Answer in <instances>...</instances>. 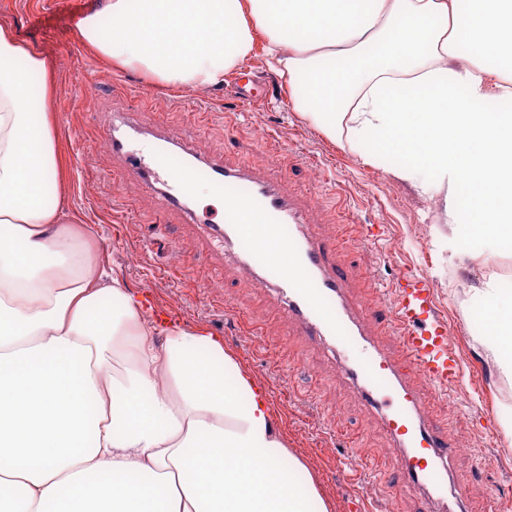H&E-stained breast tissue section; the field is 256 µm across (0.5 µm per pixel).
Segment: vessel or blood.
<instances>
[{
  "mask_svg": "<svg viewBox=\"0 0 512 512\" xmlns=\"http://www.w3.org/2000/svg\"><path fill=\"white\" fill-rule=\"evenodd\" d=\"M230 91L242 104L263 97L251 71ZM109 148L117 163L115 176L156 195L159 218L182 213L204 226L213 241L235 246L241 272L255 287L274 289L281 298L269 314L272 322L288 323L297 336L357 350L355 363L338 362L337 374L355 384L362 402L379 413L394 450L401 453L397 487L417 495L418 512H435L433 491L451 476L457 451L435 416L459 385L461 365L452 331L436 312L431 283L407 273L380 288L369 274L362 287L353 288L342 258L351 243L373 244L369 228L348 220L334 235H320L300 196L239 159L203 157L192 142L174 135L143 151L113 134ZM198 183L223 199V223H210L191 207ZM245 209L261 217L263 234L241 232L239 217ZM271 239L285 243L284 261L273 260L265 249Z\"/></svg>",
  "mask_w": 512,
  "mask_h": 512,
  "instance_id": "obj_1",
  "label": "vessel or blood"
}]
</instances>
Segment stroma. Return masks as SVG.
<instances>
[{"instance_id": "35a3bbf8", "label": "stroma", "mask_w": 512, "mask_h": 512, "mask_svg": "<svg viewBox=\"0 0 512 512\" xmlns=\"http://www.w3.org/2000/svg\"><path fill=\"white\" fill-rule=\"evenodd\" d=\"M103 2L0 0V23L12 26L56 68L66 213L94 233L105 272L119 276L138 299L151 293L179 312V327L222 339L254 380L269 381V402L283 438L316 479L330 512H355L359 506L365 512H415L394 481L376 484L367 470L369 460L386 455L390 440L352 386L338 379L331 351L299 340L286 326L264 327L267 297L247 277L229 275L230 256L201 226L176 216L167 239H154V200L134 184L112 180V155L100 143L112 125L108 108L114 98L146 93L137 114L142 127L163 119L168 131L193 139L203 155L228 150L255 172L307 189L324 231L335 227L337 200L345 198L354 222L378 236L375 246L356 244L348 253L359 271L388 280L409 270L430 280L436 312L454 330L461 358L462 381L438 417L459 447L452 470L471 503L512 512V451L505 449L512 441V377L479 346L467 319L474 288L493 273L512 278V256L478 265L462 254L441 253L436 236L448 231L441 196L421 193L328 139L292 109L284 83L268 90L264 105L249 107L216 88H160L130 71L102 70L73 20ZM199 107L212 118L196 133L189 115ZM228 111L237 115L231 136L225 131ZM271 136L286 160L283 167L273 164ZM484 456L493 465L481 467Z\"/></svg>"}]
</instances>
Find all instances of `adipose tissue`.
Wrapping results in <instances>:
<instances>
[{
	"instance_id": "obj_1",
	"label": "adipose tissue",
	"mask_w": 512,
	"mask_h": 512,
	"mask_svg": "<svg viewBox=\"0 0 512 512\" xmlns=\"http://www.w3.org/2000/svg\"><path fill=\"white\" fill-rule=\"evenodd\" d=\"M80 32L182 90L223 84L264 34L295 111L442 194V250L512 254V0H105ZM54 97L0 24V512H329L223 341L158 328L62 223ZM469 317L512 370V280L488 277Z\"/></svg>"
}]
</instances>
